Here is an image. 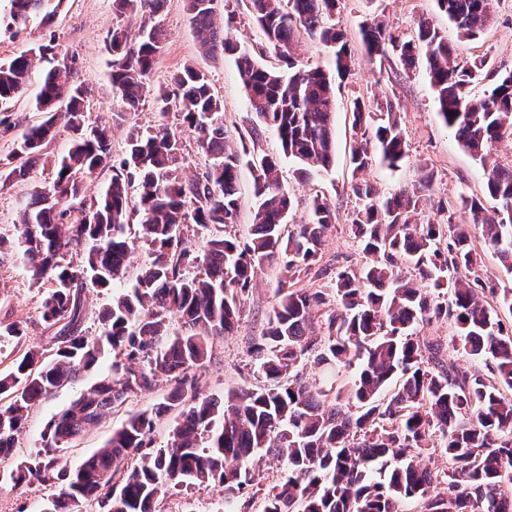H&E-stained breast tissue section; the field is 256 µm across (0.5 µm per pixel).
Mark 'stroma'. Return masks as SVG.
<instances>
[{
    "instance_id": "stroma-1",
    "label": "stroma",
    "mask_w": 512,
    "mask_h": 512,
    "mask_svg": "<svg viewBox=\"0 0 512 512\" xmlns=\"http://www.w3.org/2000/svg\"><path fill=\"white\" fill-rule=\"evenodd\" d=\"M224 31L241 48L258 53L260 62L268 67L279 66L276 53L263 51L261 34L254 24L247 0H223ZM492 20L477 37H463L447 16L440 13L435 0H339L331 19L346 35L353 54L352 71L336 91V160L322 172L300 177L296 163L282 159L280 180L293 198L294 207L288 215L292 224L308 220L313 198H320L331 208L334 218L316 264L319 277L303 280L306 288H327L339 267L364 261L361 248L351 231L356 197L352 191L355 179L373 185L380 196L393 194L403 187L418 184L423 174H431L428 190L430 202L423 220L444 223L447 204L457 202L460 195L482 194L485 175L481 165L466 152L453 133L444 125L426 71V47H419L416 64L406 69L398 60L387 61L365 54L360 30L374 17H382L394 27L396 34L408 39L415 35L420 19H429L457 50L461 61L479 57L490 69L512 70V0H492ZM165 33L164 48L156 61L153 86L165 85L170 73L191 65L206 72L223 102L224 126L234 145H245L254 155L276 154L280 151L276 137L259 131L256 115L251 111L245 90L230 56L208 57L198 49L197 33L190 21L185 0H165L158 15ZM137 30L134 17L117 18L112 0H65L54 23L32 25L18 35L0 30V61L43 42L55 39L61 49L79 54V74L90 90L87 119L109 127L112 132L114 157H122L130 127L149 131L158 116L152 104H145L133 122L120 116V106L112 97L108 80V54L105 41L116 24ZM391 100L403 129L407 144L400 166L387 168L373 163L360 174H353L351 150L357 145L351 127V107L355 99ZM33 106L32 95L14 100L0 112V235L14 233L13 225L29 200L33 187L51 181L56 173L55 158L68 147L70 132L58 128L53 142L47 146V161L34 168L28 178L2 179V172L15 164L11 153L22 130L40 120ZM287 273L273 264L259 271L245 300L241 320L232 334L217 346L210 362L198 374L207 394L223 395L225 390L245 384H257L255 363L251 354L254 341L263 336L269 313L277 300V290L287 281ZM47 285L36 283L22 260L12 251L0 255V322L15 323L24 331V346L39 349L49 344L53 335L41 319L42 303ZM112 352H105L97 366L70 385L32 409L27 424L16 439L15 456L36 454L41 447L46 423L98 377L109 372ZM121 415H111L97 427L66 445L58 454L59 466L73 468L99 448L119 426ZM52 488L39 483L23 488L0 484V512H38L41 502ZM224 496L220 487L188 488L167 496L158 512H217Z\"/></svg>"
}]
</instances>
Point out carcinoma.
<instances>
[{"label":"carcinoma","mask_w":512,"mask_h":512,"mask_svg":"<svg viewBox=\"0 0 512 512\" xmlns=\"http://www.w3.org/2000/svg\"><path fill=\"white\" fill-rule=\"evenodd\" d=\"M165 0H113L119 16H144L130 37L118 25L106 41L109 81L121 113H136L153 94L158 124L134 130L123 158L112 154L110 130L86 119L89 89L59 54L55 39L0 62V105L23 97L35 63H45L35 108L41 120L15 143L18 161L6 174L23 179L63 126L71 131L56 175L35 188L15 236L33 280L51 288L41 317L56 329L53 346L28 348L0 374V446H13L31 408L114 353L110 372L54 416L36 456L12 462L0 481L13 488L35 482L57 486L39 512H157L172 490L217 484L224 512H240V498L256 484L249 468L256 456L283 465L266 486L260 512H512V289L471 277L479 265L470 225L506 273H512V168L492 161L496 144L512 137V71L492 72L482 97L468 89L484 59L458 61L436 27L418 23L428 49L427 72L446 127L484 168L483 195L462 196L444 224H419L423 195L403 189L380 198L369 184L352 187L359 205L352 233L369 257L364 266L336 272L329 290L282 287L265 335L252 346L264 384L236 387L222 397L206 394L196 370L213 356L217 340L232 331L258 270L280 262L289 279L309 275L321 251L332 212L314 198L306 224H287L291 199L283 190L280 162L268 154L246 159L224 128L223 103L207 75L185 66L169 87L151 91L164 33L155 16ZM203 51L234 56L250 107L297 172L326 171L335 154L336 79L351 72L344 33L327 26L337 0H250L265 46L287 72L266 68L224 33L218 0H186ZM466 38L490 22L491 0H435ZM64 0H11L5 30L31 23L48 26ZM334 55V71L298 67L291 54L298 28ZM369 56L397 57L410 68L415 46L397 38L385 21L366 25ZM198 133L208 161L194 177L183 175L179 138L166 123L170 112ZM352 126V174L378 159L399 167L406 143L390 101L357 99ZM255 169L254 230L246 241L227 233L239 211L238 173ZM111 176L104 191L86 199L84 179ZM496 206L489 209L484 200ZM209 230L199 251L186 231ZM150 259L130 269L133 240ZM79 264L64 262L67 254ZM415 274L401 273V265ZM124 285L98 315L100 334L84 327L83 292ZM450 322L474 362L465 368L441 360L439 340L424 327ZM312 369L320 383H308ZM173 387L149 408L127 413L112 436L72 471L57 468L56 453L126 401L153 390L156 377ZM175 416L166 447H156L157 422ZM439 442H434V438Z\"/></svg>","instance_id":"cac0c4a2"}]
</instances>
